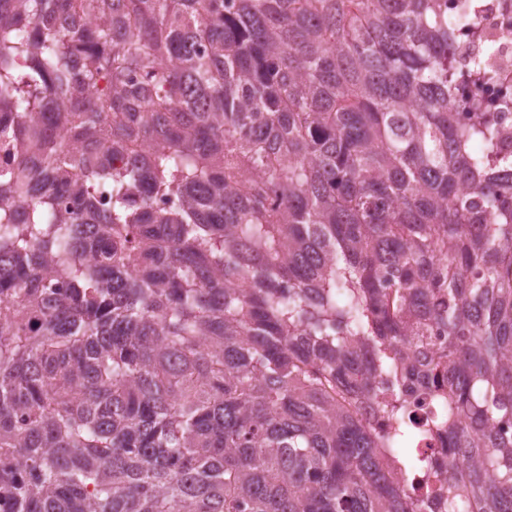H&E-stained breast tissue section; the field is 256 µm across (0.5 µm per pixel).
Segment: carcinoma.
I'll return each mask as SVG.
<instances>
[{
    "mask_svg": "<svg viewBox=\"0 0 512 512\" xmlns=\"http://www.w3.org/2000/svg\"><path fill=\"white\" fill-rule=\"evenodd\" d=\"M477 2L0 0V497L512 512V98L448 110L496 80L450 50Z\"/></svg>",
    "mask_w": 512,
    "mask_h": 512,
    "instance_id": "obj_1",
    "label": "carcinoma"
}]
</instances>
